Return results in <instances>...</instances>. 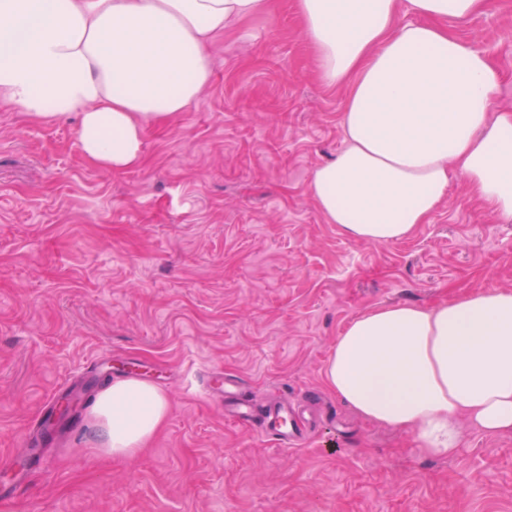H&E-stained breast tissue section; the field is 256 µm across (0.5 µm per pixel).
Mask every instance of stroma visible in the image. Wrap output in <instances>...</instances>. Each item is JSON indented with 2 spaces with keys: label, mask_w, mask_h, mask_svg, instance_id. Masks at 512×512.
Returning a JSON list of instances; mask_svg holds the SVG:
<instances>
[{
  "label": "stroma",
  "mask_w": 512,
  "mask_h": 512,
  "mask_svg": "<svg viewBox=\"0 0 512 512\" xmlns=\"http://www.w3.org/2000/svg\"><path fill=\"white\" fill-rule=\"evenodd\" d=\"M447 26L499 67L496 105L512 109V0ZM210 69L123 172L83 156L76 119L0 103V459L28 456L0 471V512H512V433L467 426L456 456H428L324 380L367 309L512 289V220L456 177L409 239L326 223L308 181L345 146L346 90L321 78L294 0L225 28ZM143 366L167 419L134 460L103 456L91 402ZM215 369L255 402L302 405L306 442L227 421L200 393Z\"/></svg>",
  "instance_id": "35a3bbf8"
}]
</instances>
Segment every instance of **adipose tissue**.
<instances>
[{
  "instance_id": "obj_1",
  "label": "adipose tissue",
  "mask_w": 512,
  "mask_h": 512,
  "mask_svg": "<svg viewBox=\"0 0 512 512\" xmlns=\"http://www.w3.org/2000/svg\"><path fill=\"white\" fill-rule=\"evenodd\" d=\"M488 0H296L322 78L347 88L345 147L308 189L348 238H408L448 195L452 176L512 219V110L500 71L450 33ZM273 0H0V101L37 121L77 116L79 144L112 172L143 158L147 123L176 117L211 75L213 38ZM411 14L400 24L399 13ZM327 387L364 419L455 456L461 420L512 432V290L490 287L431 306L360 313L337 336ZM168 400L135 378L99 394L98 445L134 459Z\"/></svg>"
}]
</instances>
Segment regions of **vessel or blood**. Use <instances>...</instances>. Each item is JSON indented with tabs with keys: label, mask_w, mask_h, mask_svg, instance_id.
Here are the masks:
<instances>
[{
	"label": "vessel or blood",
	"mask_w": 512,
	"mask_h": 512,
	"mask_svg": "<svg viewBox=\"0 0 512 512\" xmlns=\"http://www.w3.org/2000/svg\"><path fill=\"white\" fill-rule=\"evenodd\" d=\"M204 390L208 395L223 400L227 419L253 424L261 433L275 437L283 445L295 444L301 440V430L288 423L287 404L266 410L259 409L251 400L242 397L240 384L236 379L221 376L214 371L209 372Z\"/></svg>",
	"instance_id": "b4317fda"
}]
</instances>
